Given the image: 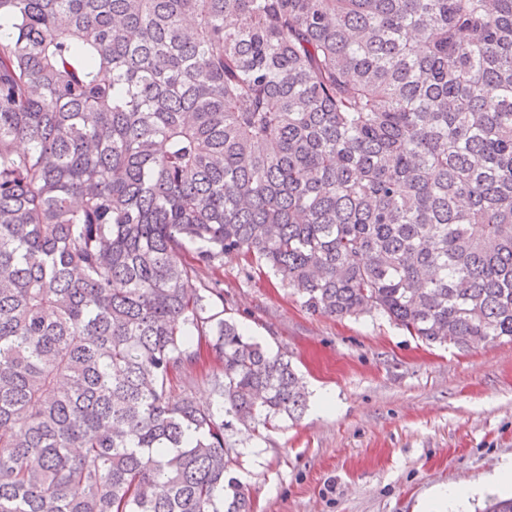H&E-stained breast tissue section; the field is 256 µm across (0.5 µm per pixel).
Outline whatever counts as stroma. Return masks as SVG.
I'll return each instance as SVG.
<instances>
[{
  "mask_svg": "<svg viewBox=\"0 0 512 512\" xmlns=\"http://www.w3.org/2000/svg\"><path fill=\"white\" fill-rule=\"evenodd\" d=\"M202 275L224 284L213 311L335 399L295 422L226 429L231 473L253 512H418L433 489L472 484L512 460V343L461 351L426 345L376 313H315L242 256ZM217 373L205 349L173 385L213 404Z\"/></svg>",
  "mask_w": 512,
  "mask_h": 512,
  "instance_id": "35a3bbf8",
  "label": "stroma"
}]
</instances>
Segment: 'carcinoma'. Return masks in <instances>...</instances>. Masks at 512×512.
Segmentation results:
<instances>
[{
  "label": "carcinoma",
  "instance_id": "1",
  "mask_svg": "<svg viewBox=\"0 0 512 512\" xmlns=\"http://www.w3.org/2000/svg\"><path fill=\"white\" fill-rule=\"evenodd\" d=\"M512 340V0H0V512H252L292 363L200 271ZM214 351L222 410L172 395Z\"/></svg>",
  "mask_w": 512,
  "mask_h": 512
}]
</instances>
